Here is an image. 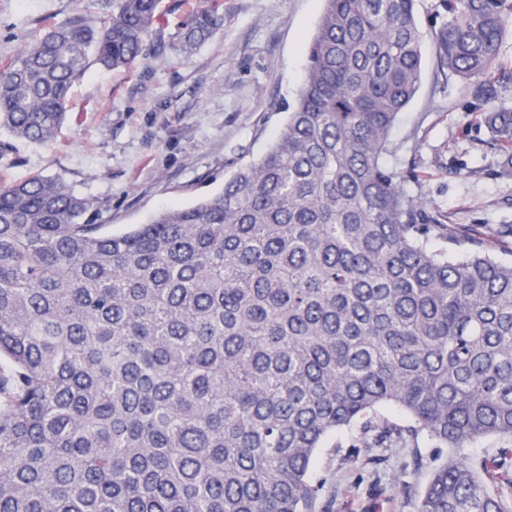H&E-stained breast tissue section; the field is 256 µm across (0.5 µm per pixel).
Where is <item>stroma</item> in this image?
Here are the masks:
<instances>
[{"mask_svg": "<svg viewBox=\"0 0 512 512\" xmlns=\"http://www.w3.org/2000/svg\"><path fill=\"white\" fill-rule=\"evenodd\" d=\"M224 25L191 53L141 60L126 73L91 66L71 93L53 143L34 144L0 129V181L55 177L100 210L102 231L122 234L172 204L216 194L241 165L258 159L287 121L305 75L304 46L324 0H222ZM102 0H0V62L16 57L75 13H99ZM440 0H417L423 70L419 89L391 131L388 166L413 169L402 188L444 223L481 229L512 224V179L496 173L482 120L490 101L470 84L443 78L432 33ZM358 433L328 436L310 477L325 512H417L425 472L405 470L358 448Z\"/></svg>", "mask_w": 512, "mask_h": 512, "instance_id": "1", "label": "stroma"}]
</instances>
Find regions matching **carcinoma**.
Returning <instances> with one entry per match:
<instances>
[{"label": "carcinoma", "instance_id": "obj_1", "mask_svg": "<svg viewBox=\"0 0 512 512\" xmlns=\"http://www.w3.org/2000/svg\"><path fill=\"white\" fill-rule=\"evenodd\" d=\"M441 2L438 69L478 96L512 86V0ZM415 6L325 0L288 122L217 195L104 235L56 179L0 182V512H320L310 467L342 429L448 449L417 512H512V453L465 454L512 439V263L487 254L512 225L444 224L384 161L421 80ZM162 8L47 27L0 64V127L53 140L72 87L131 68ZM222 25L201 4L168 48ZM484 122L512 176V108ZM467 453L476 459L499 458L502 452L512 449L510 442H507L498 436H485L479 438L467 447Z\"/></svg>", "mask_w": 512, "mask_h": 512}]
</instances>
